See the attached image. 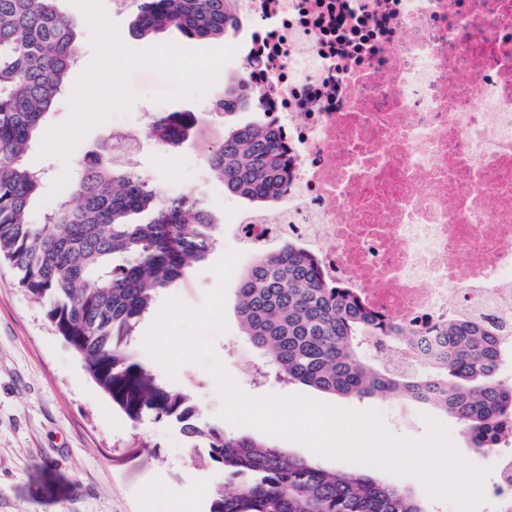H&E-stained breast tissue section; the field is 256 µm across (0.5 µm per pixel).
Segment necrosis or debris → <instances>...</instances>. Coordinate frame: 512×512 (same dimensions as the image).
<instances>
[{"mask_svg": "<svg viewBox=\"0 0 512 512\" xmlns=\"http://www.w3.org/2000/svg\"><path fill=\"white\" fill-rule=\"evenodd\" d=\"M251 87L287 148L256 250L300 241L403 325L410 370L477 320L512 351V0H238Z\"/></svg>", "mask_w": 512, "mask_h": 512, "instance_id": "1", "label": "necrosis or debris"}]
</instances>
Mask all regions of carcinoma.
<instances>
[{"label":"carcinoma","instance_id":"carcinoma-1","mask_svg":"<svg viewBox=\"0 0 512 512\" xmlns=\"http://www.w3.org/2000/svg\"><path fill=\"white\" fill-rule=\"evenodd\" d=\"M58 0H0V261L19 287L45 303L57 334L79 355L95 384L133 423L147 415L180 425L191 447L207 448L204 464L224 483L207 512H424L408 492L365 473L329 470L247 435L194 422L191 397L166 386L126 351L134 326L158 291L173 287L219 243L221 224L200 190L163 197L136 162L112 149L92 153L70 192L31 220L44 172L28 161L64 78L77 63V32ZM132 33L174 29L189 39H228L240 27L236 0H138ZM246 73L224 80V116L253 112L212 151L209 167L224 188L253 203L280 198L288 159L249 89ZM189 110L157 116L147 126L154 145L186 143ZM243 333L277 375L345 397L407 394L459 422L473 447L512 434V383L498 377L496 333L470 320L448 322V359L413 373L390 369L371 343L409 340V332L365 311L339 285L323 280L316 260L296 242L259 252L238 283Z\"/></svg>","mask_w":512,"mask_h":512}]
</instances>
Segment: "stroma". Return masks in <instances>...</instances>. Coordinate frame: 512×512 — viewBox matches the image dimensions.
Instances as JSON below:
<instances>
[{
	"label": "stroma",
	"mask_w": 512,
	"mask_h": 512,
	"mask_svg": "<svg viewBox=\"0 0 512 512\" xmlns=\"http://www.w3.org/2000/svg\"><path fill=\"white\" fill-rule=\"evenodd\" d=\"M59 8L73 22L80 48L77 64L65 77L67 86L81 88L87 73L104 62L120 92L105 109L90 96L57 99L29 153L31 163L48 172L33 203L34 218L55 207L84 158L99 151L113 130L143 136L147 116L154 112L197 114L195 132L182 147L168 152L147 146L139 157L142 168L168 192L189 191L230 127L253 118L249 112L226 118L199 109L240 69V38L198 41L168 30L141 39L129 33L135 8L117 11L113 0H60ZM184 58L219 61L223 67L190 79L180 64ZM238 248L231 230H224L205 262L157 296L129 349L164 384L191 396L199 425L217 424L226 433L255 437L258 429L224 420L223 398L205 364L187 362L171 373L145 347L165 304L176 299L200 308L217 285L214 266ZM251 262V256L241 254L226 287V328L212 337L216 358L244 393L253 398L301 396L357 412L378 410L387 431L400 439L424 438L431 417L447 428L461 456L494 469L493 456L477 453L462 425L431 404L405 395L388 400L335 397L271 377L252 380L243 363L259 367L264 357L244 336L237 313L240 273ZM194 457L177 423L148 415L134 424L113 405L56 334L43 303L19 288L12 269L0 262V512H207L209 492L222 477Z\"/></svg>",
	"instance_id": "1"
}]
</instances>
